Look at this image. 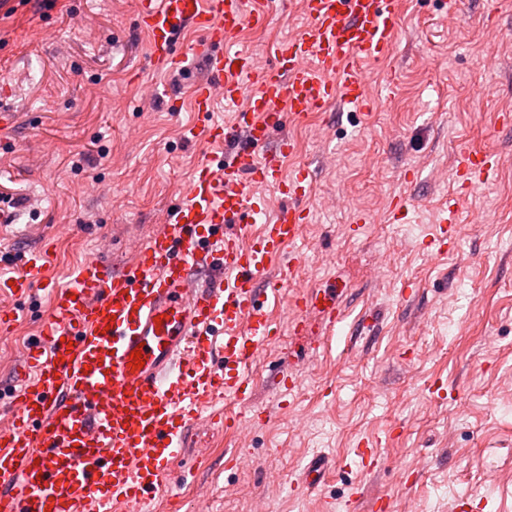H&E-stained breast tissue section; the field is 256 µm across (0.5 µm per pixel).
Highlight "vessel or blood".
Returning a JSON list of instances; mask_svg holds the SVG:
<instances>
[{
  "instance_id": "vessel-or-blood-1",
  "label": "vessel or blood",
  "mask_w": 512,
  "mask_h": 512,
  "mask_svg": "<svg viewBox=\"0 0 512 512\" xmlns=\"http://www.w3.org/2000/svg\"><path fill=\"white\" fill-rule=\"evenodd\" d=\"M403 0H298L306 19L260 65L239 36L268 25L289 0H137L135 24L152 62L178 66V36L195 29L205 76L192 111L206 116L186 139L221 147L205 157L175 207L149 236L132 237L121 267L90 259L54 292L41 336L11 394L0 430V512H141L156 494L200 411L245 400L246 372L275 331L269 294L294 282L311 189L308 168L286 171L291 121L372 97L364 64L394 49ZM231 120L216 119L218 107ZM467 187L493 181L500 161L469 148L455 157ZM263 185L277 205L254 197ZM49 256L28 250L24 271L0 292L43 283ZM341 284L310 287L293 303L295 334L316 313L327 330L345 317ZM142 351L144 365L130 366ZM223 357V369L214 366Z\"/></svg>"
}]
</instances>
